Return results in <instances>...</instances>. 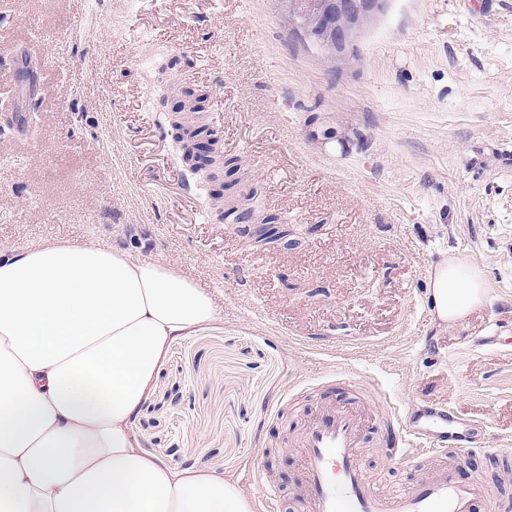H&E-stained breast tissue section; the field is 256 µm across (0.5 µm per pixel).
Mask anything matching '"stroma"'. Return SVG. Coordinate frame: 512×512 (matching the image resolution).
<instances>
[{
	"label": "stroma",
	"instance_id": "35a3bbf8",
	"mask_svg": "<svg viewBox=\"0 0 512 512\" xmlns=\"http://www.w3.org/2000/svg\"><path fill=\"white\" fill-rule=\"evenodd\" d=\"M328 62L288 31L285 0H9L0 95L14 62L39 77L33 133L0 134V250L103 240L174 266L219 321L168 349L131 427L144 450L296 498L286 437L310 403L346 393L448 405L498 447L462 480L512 497V0H388ZM208 91L206 118L265 212L300 244L257 250L220 222L171 125L172 87ZM457 257L486 294L460 322L430 311L433 265ZM386 489L415 475L380 438L363 457Z\"/></svg>",
	"mask_w": 512,
	"mask_h": 512
}]
</instances>
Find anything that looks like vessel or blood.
Wrapping results in <instances>:
<instances>
[{
	"instance_id": "vessel-or-blood-1",
	"label": "vessel or blood",
	"mask_w": 512,
	"mask_h": 512,
	"mask_svg": "<svg viewBox=\"0 0 512 512\" xmlns=\"http://www.w3.org/2000/svg\"><path fill=\"white\" fill-rule=\"evenodd\" d=\"M367 404L355 393L321 402L312 422L290 429L288 442L301 457L302 512H502L498 491L459 477L470 453L489 449L483 423L438 403L386 413L400 435L396 457L426 462L402 487L380 489L363 464Z\"/></svg>"
}]
</instances>
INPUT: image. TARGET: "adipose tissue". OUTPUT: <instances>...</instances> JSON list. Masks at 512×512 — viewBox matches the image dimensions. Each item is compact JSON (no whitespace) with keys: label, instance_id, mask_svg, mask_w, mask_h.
Wrapping results in <instances>:
<instances>
[{"label":"adipose tissue","instance_id":"obj_1","mask_svg":"<svg viewBox=\"0 0 512 512\" xmlns=\"http://www.w3.org/2000/svg\"><path fill=\"white\" fill-rule=\"evenodd\" d=\"M429 286L448 322L486 288L460 258ZM217 317L173 266L100 241L0 258V512H251L232 479L148 454L131 430L170 344Z\"/></svg>","mask_w":512,"mask_h":512}]
</instances>
